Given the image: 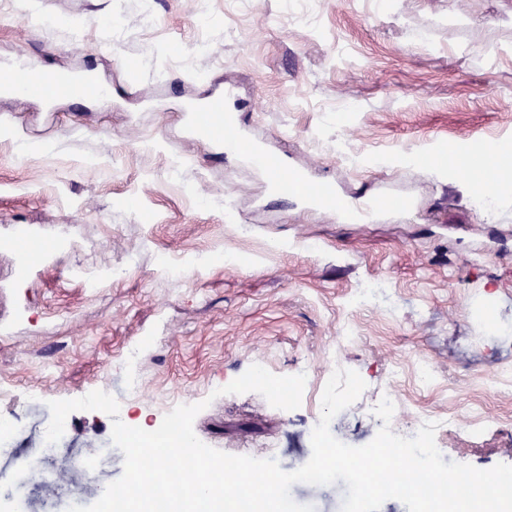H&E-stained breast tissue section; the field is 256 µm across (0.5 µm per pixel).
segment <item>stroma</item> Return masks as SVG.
I'll list each match as a JSON object with an SVG mask.
<instances>
[{
    "instance_id": "35a3bbf8",
    "label": "stroma",
    "mask_w": 512,
    "mask_h": 512,
    "mask_svg": "<svg viewBox=\"0 0 512 512\" xmlns=\"http://www.w3.org/2000/svg\"><path fill=\"white\" fill-rule=\"evenodd\" d=\"M28 24L0 0V71L22 56L111 85L94 99L0 93V416L21 418L0 449V512L14 465L41 450L48 401L102 390L159 421L205 402L196 436L220 451L311 457L324 386L356 371L361 396L330 423L351 446L381 427L386 387L402 404L395 434L420 417L444 462L512 464V196L478 208L458 169L407 166L414 153L467 156L512 146V0H39ZM233 86L244 134L314 181L396 196L406 209L343 221L268 189L267 172L220 150L180 117ZM27 152H20V145ZM183 264L171 279L164 263ZM124 268L120 277L109 269ZM371 303L354 296L364 281ZM138 346L130 365L123 354ZM436 370L421 385L415 363ZM259 364L307 372L299 408L224 386ZM139 379L138 396L125 388ZM487 424L469 432L472 413ZM53 461L111 448L112 419L70 414ZM344 481L294 484L292 499L341 512Z\"/></svg>"
}]
</instances>
